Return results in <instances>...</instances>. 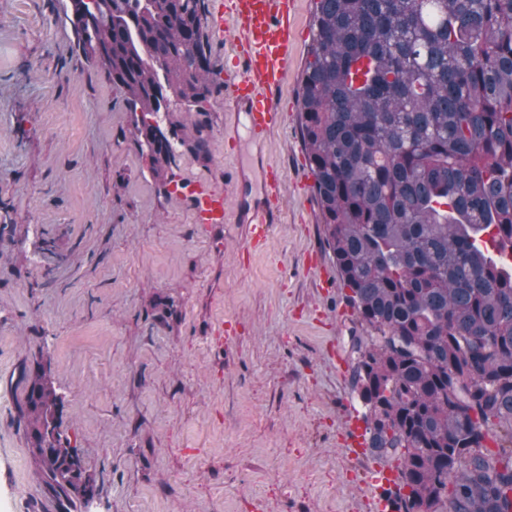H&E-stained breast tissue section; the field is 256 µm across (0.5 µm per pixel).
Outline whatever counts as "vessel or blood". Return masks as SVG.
Masks as SVG:
<instances>
[{
	"label": "vessel or blood",
	"instance_id": "vessel-or-blood-1",
	"mask_svg": "<svg viewBox=\"0 0 512 512\" xmlns=\"http://www.w3.org/2000/svg\"><path fill=\"white\" fill-rule=\"evenodd\" d=\"M208 14L209 33H224L225 20L236 26L235 67L219 70L216 78L224 86V96L231 100L238 126L252 141H261L269 133L286 125L288 112L282 105L283 90L293 65L295 41L289 33L295 0H213ZM244 169H237L227 191L235 192L245 181ZM284 174L272 163L262 166L260 195L253 202H238L234 213H227L226 193L195 190V220L200 224L219 225L235 218L246 227L250 249H261L269 225L278 223L283 198Z\"/></svg>",
	"mask_w": 512,
	"mask_h": 512
}]
</instances>
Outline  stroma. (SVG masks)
Wrapping results in <instances>:
<instances>
[{
    "instance_id": "1",
    "label": "stroma",
    "mask_w": 512,
    "mask_h": 512,
    "mask_svg": "<svg viewBox=\"0 0 512 512\" xmlns=\"http://www.w3.org/2000/svg\"><path fill=\"white\" fill-rule=\"evenodd\" d=\"M314 7L297 0L292 17L288 126L229 148L234 120L215 92L211 160L178 157L166 195L123 92L77 46L70 0H0V512L36 500L58 512L18 421L20 372L38 366L95 480L71 512H365L378 464L347 453L352 311L298 185ZM262 157L288 179L254 251L242 225L195 223L183 188L224 192L242 165L254 199ZM312 254L328 281L303 269Z\"/></svg>"
}]
</instances>
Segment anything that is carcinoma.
<instances>
[{
	"label": "carcinoma",
	"mask_w": 512,
	"mask_h": 512,
	"mask_svg": "<svg viewBox=\"0 0 512 512\" xmlns=\"http://www.w3.org/2000/svg\"><path fill=\"white\" fill-rule=\"evenodd\" d=\"M72 20L133 114L160 190L176 152L211 160L219 88L206 0H94ZM299 89L324 244L349 288V385L367 448L400 479L392 512H512V0H317ZM164 113L168 128L145 114ZM18 420L69 512L94 479L58 431L41 371Z\"/></svg>",
	"instance_id": "1"
}]
</instances>
